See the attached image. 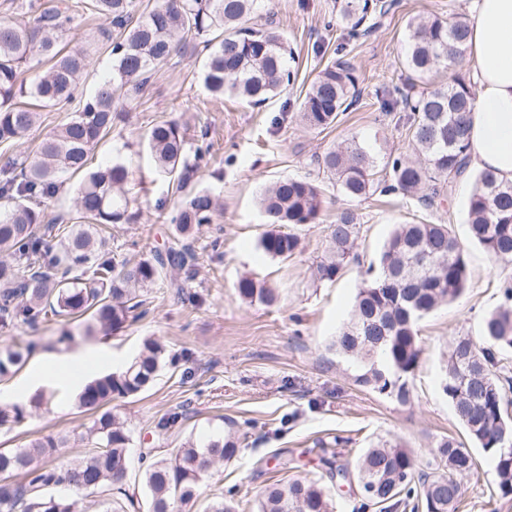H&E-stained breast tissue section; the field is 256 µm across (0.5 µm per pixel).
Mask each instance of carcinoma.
Wrapping results in <instances>:
<instances>
[{
	"mask_svg": "<svg viewBox=\"0 0 512 512\" xmlns=\"http://www.w3.org/2000/svg\"><path fill=\"white\" fill-rule=\"evenodd\" d=\"M261 0H155L138 10V0H61L47 6L31 0L33 20L0 18V148H13L40 120L42 110L74 105L71 117L47 133L37 149L19 155L0 170V327L36 326L52 317L85 316L84 335L107 334L136 320L144 305L141 292L168 269L182 268L188 252L166 253L136 262L108 257V226L126 220L130 177L119 162L91 166V151L112 133L121 101L137 102L152 78L183 55L187 38H204L208 51L202 75L216 97L234 96L258 106L291 80L288 38L266 20L254 28ZM397 0H344L340 15L351 39L376 27L370 18L387 15ZM121 30L112 45V68L95 92L77 96L89 56L88 48L63 50L58 43L79 12ZM408 48L402 66L410 83L382 86L374 96L385 114L409 130L411 153L389 155L384 169L390 179L376 177V159L356 140L341 143L314 158L323 178L351 202L376 192L415 197L425 208H438L453 182L474 178L468 203L470 239L495 262H512V182L490 171L468 168L467 114L474 97L471 83L454 76L448 83L417 89L438 66L451 67L467 49L469 23H450L436 15L408 20ZM43 56L49 66L30 78L31 59ZM356 68L340 57L326 65L306 89L299 107L300 122L323 131L359 102ZM155 169L184 192L171 223L185 236L213 223L219 198L206 189L186 190L190 173L187 136L173 120L154 123L145 136ZM80 174L75 188L76 221L44 222V200L58 192L60 175ZM266 223L314 224L324 206L321 186L309 179L288 178L266 187L260 198ZM59 241L53 253L42 237ZM357 214L345 208L331 225L328 255L316 277L332 281L356 261ZM300 247L294 233L265 232L259 248L271 257L288 259ZM432 259L429 271L411 273L415 255ZM466 250L447 224L427 221L397 224L378 258L368 269L355 296L353 317L332 341L336 352L358 362V384L391 393L406 404V379L418 368L422 348L418 322L437 307L461 297L469 286ZM503 303L484 319L478 339L459 337L451 345L444 392L467 436L488 453L497 475V495L512 497V284L500 285ZM244 300L271 303L275 293L251 278L238 282ZM35 345L13 343L0 350V377L21 368ZM165 349L148 337L137 357L121 372H103L78 395V408L90 415L79 438L90 447L79 460L58 463L57 448L65 439L46 436L25 448H0V512H126L134 504L124 488L129 469L131 435L125 422L104 406L114 399L136 396L154 381ZM27 407L0 409V425L24 422ZM238 442L229 435L199 447L183 443L169 457L148 462L144 484L146 512H180L208 485L212 469L232 460ZM435 458L442 472H428L415 453L400 443L366 449L356 463L364 497L386 504L419 487L425 512H458L459 478L474 469L473 459L453 437L440 440ZM257 512H331L325 490L314 481L293 479L267 486Z\"/></svg>",
	"mask_w": 512,
	"mask_h": 512,
	"instance_id": "obj_1",
	"label": "carcinoma"
}]
</instances>
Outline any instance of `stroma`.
I'll use <instances>...</instances> for the list:
<instances>
[{
	"label": "stroma",
	"instance_id": "1",
	"mask_svg": "<svg viewBox=\"0 0 512 512\" xmlns=\"http://www.w3.org/2000/svg\"><path fill=\"white\" fill-rule=\"evenodd\" d=\"M342 0H263L274 26L295 50L289 65L295 82L262 105L218 99L204 87L199 71L205 54L188 46L183 57L155 76L144 103L128 105L112 133L93 151L94 163H124L134 179L126 223L112 227L111 254L116 261H138L179 247L183 239L170 219L180 201L172 184L154 173L145 134L158 120L177 121L190 140L206 139L211 150L195 170L190 188L219 197L223 209L189 241L192 266L167 270L143 292L146 315L112 335L87 337L84 323L55 319L36 327L18 325L0 331V347L18 341L35 346L19 372L0 380V407L29 405L30 392L49 397L19 426H0V448H21L46 435L69 441L55 454L66 461L84 456L77 441L88 421L75 405L78 388L97 374L121 368L139 352L146 337L159 339L177 364H163L154 382L134 398L116 399L115 413L131 430L127 485L136 501L144 499L140 455L167 456L186 439L205 444L227 434L239 442L237 456L217 468L212 481L183 512H206L211 499L233 492L238 512H255L266 486L293 478L317 481L334 512H381L368 504L358 485L354 460L363 450L385 442H404L422 461H431L443 437L463 438L464 431L442 379L454 338L478 335L484 316L501 305L499 285L512 280V262L495 263L476 245L467 248L471 276L466 293L439 307L419 324L420 364L408 379V404L360 386L358 367L336 354L330 344L349 322L354 298L371 262L377 261L393 225L415 218L450 225L468 238V202L473 181L454 182L444 207L425 213L417 200L374 195L356 204L359 260L335 280L316 279L329 226L342 196L324 184L326 205L318 223L296 227L303 249L280 261L258 247L266 231L258 200L263 189L284 178L317 179L313 156L356 138L378 163L405 151L407 130L381 112L377 87L401 84L400 60L408 43L407 21L429 12L447 20L467 15L466 0H399L374 32L347 44L345 53L360 77L362 101L331 129H307L298 117L301 97L326 64L336 59L341 25L325 28L338 15ZM95 17L76 19L68 34L73 45L89 47L80 89L91 93L110 71L112 55ZM250 276L274 288L267 304L241 299L240 278ZM195 302H188V295ZM72 342H64V332ZM57 356L43 368L42 353ZM476 468L462 481L460 512H512V499H496V475L490 458L470 447Z\"/></svg>",
	"mask_w": 512,
	"mask_h": 512
}]
</instances>
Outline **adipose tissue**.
<instances>
[{
	"label": "adipose tissue",
	"mask_w": 512,
	"mask_h": 512,
	"mask_svg": "<svg viewBox=\"0 0 512 512\" xmlns=\"http://www.w3.org/2000/svg\"><path fill=\"white\" fill-rule=\"evenodd\" d=\"M470 165L512 181V0H470Z\"/></svg>",
	"instance_id": "ef3b65f1"
}]
</instances>
